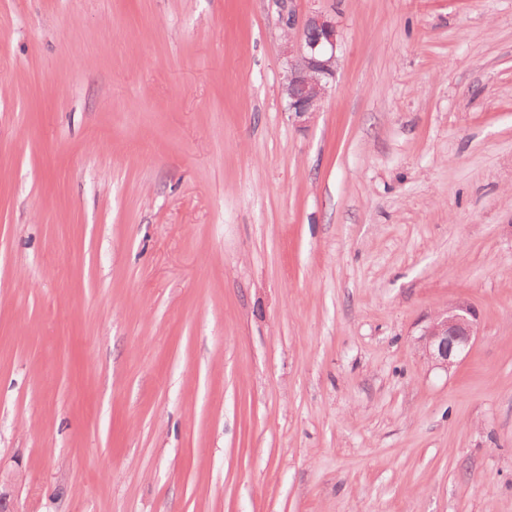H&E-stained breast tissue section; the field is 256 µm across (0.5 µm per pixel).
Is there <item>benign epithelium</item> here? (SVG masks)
Listing matches in <instances>:
<instances>
[{
	"mask_svg": "<svg viewBox=\"0 0 512 512\" xmlns=\"http://www.w3.org/2000/svg\"><path fill=\"white\" fill-rule=\"evenodd\" d=\"M288 71L282 90L288 111L304 125L319 110L335 78L339 47L336 23L320 12L308 14L300 27L288 15ZM478 312L459 300L434 313L424 326L421 349L432 366L449 369L461 361L478 336Z\"/></svg>",
	"mask_w": 512,
	"mask_h": 512,
	"instance_id": "benign-epithelium-1",
	"label": "benign epithelium"
}]
</instances>
